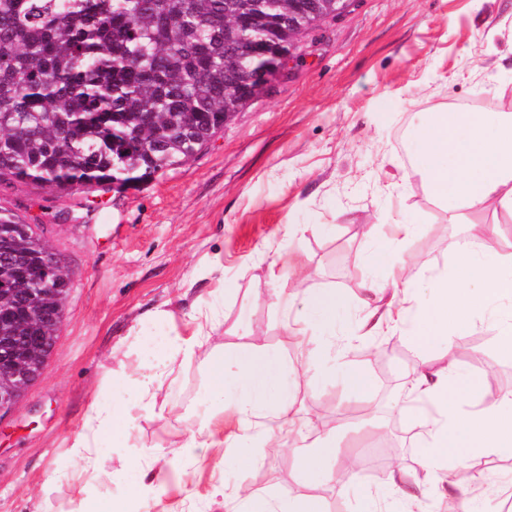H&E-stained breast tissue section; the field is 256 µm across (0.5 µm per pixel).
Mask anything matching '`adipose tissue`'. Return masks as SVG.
Segmentation results:
<instances>
[{
    "label": "adipose tissue",
    "mask_w": 512,
    "mask_h": 512,
    "mask_svg": "<svg viewBox=\"0 0 512 512\" xmlns=\"http://www.w3.org/2000/svg\"><path fill=\"white\" fill-rule=\"evenodd\" d=\"M413 166L428 194L450 223L468 227L458 243L452 272L435 270L428 277L426 296L416 293L415 275L408 261L397 257L400 244L414 231L398 224L384 245L369 251L372 268H386L385 282L369 281L370 291L391 288L385 306L371 309L363 326L399 330L416 347L439 343L447 347V362L435 376L416 373L411 393L419 427L421 455L428 466L455 457L454 484L465 489L470 454L493 449L512 453V393L494 398L481 395V380L459 370L451 338L466 328L475 314L490 311L499 343L512 352V242L489 250L483 240L494 226L475 224L473 213L494 206L512 215V111L461 112L453 108L430 113L414 140ZM197 329L190 336L164 335L155 341L135 336L133 344L145 364L133 378H121L122 388L135 395L134 404L91 403L84 425L69 449L71 477L77 484L74 512H138V503L155 491L154 464L159 453L133 457L127 468L124 504L98 498L94 480L102 445L120 448L131 435L135 409L152 410L175 357L192 360L202 348L203 331L212 323L210 313L195 315ZM208 391L215 406L231 405L239 422L227 443L245 448L267 443L274 432L294 439V458L313 482L338 481L350 489L354 478L347 468L336 467L337 450L330 438L308 439L305 422L294 409L292 393L283 384L288 364L255 345L209 358ZM225 512H323L320 498L305 494L275 498L245 485L215 486Z\"/></svg>",
    "instance_id": "ef3b65f1"
}]
</instances>
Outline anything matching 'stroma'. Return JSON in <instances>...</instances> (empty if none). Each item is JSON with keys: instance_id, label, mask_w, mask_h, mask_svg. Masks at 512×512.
<instances>
[{"instance_id": "35a3bbf8", "label": "stroma", "mask_w": 512, "mask_h": 512, "mask_svg": "<svg viewBox=\"0 0 512 512\" xmlns=\"http://www.w3.org/2000/svg\"><path fill=\"white\" fill-rule=\"evenodd\" d=\"M512 108V0H352L338 17L298 40L287 77L235 113L188 161L136 187L58 193L32 182L0 184V207L19 215L69 274L54 348L42 373L0 417V512H67L76 491L68 448L92 401L124 399L113 375L133 373L137 332L190 335L192 315L214 310L203 352L174 361L157 411L140 410L128 447L103 449L97 486L120 493L113 473L134 450L187 439L209 411L205 355L254 344L288 363V387L311 436L342 434L344 462L380 512L403 500L411 512H443L459 495L429 472L417 450L413 405L393 392L413 368L432 373L445 346L416 348L384 330L360 335L366 307L389 292L364 286L370 231L387 236L397 220L415 227L402 244L419 284L451 267L456 238L447 215L412 170L413 139L436 106ZM337 289L348 307L333 330L350 342L344 366L365 372L369 392L353 398L338 372L309 377L307 343L288 334L273 293L300 313L313 294ZM168 312L167 323L153 320ZM473 356L464 369L483 385L512 391V355L490 315L462 334ZM239 448L222 456L165 457L159 500L143 512H224L216 482H246L274 496L315 492L325 512H359L338 484L308 487L290 449L243 470ZM473 496L487 512H512L501 482L512 457H470ZM400 469L406 489L383 485Z\"/></svg>"}]
</instances>
